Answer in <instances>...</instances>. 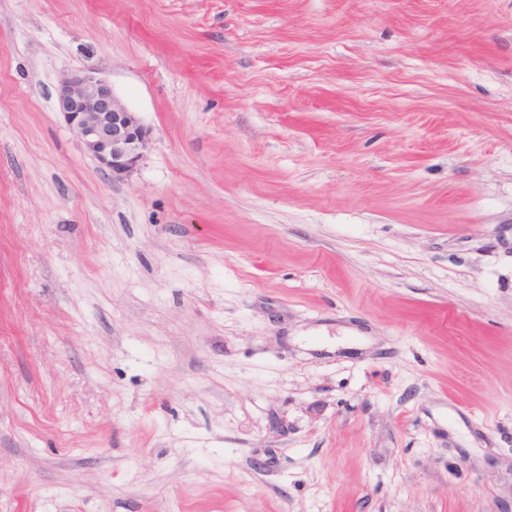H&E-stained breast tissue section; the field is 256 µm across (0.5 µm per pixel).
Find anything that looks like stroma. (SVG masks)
<instances>
[{
	"instance_id": "35a3bbf8",
	"label": "stroma",
	"mask_w": 512,
	"mask_h": 512,
	"mask_svg": "<svg viewBox=\"0 0 512 512\" xmlns=\"http://www.w3.org/2000/svg\"><path fill=\"white\" fill-rule=\"evenodd\" d=\"M0 512H512V0H0ZM94 73H67L56 88L58 107L84 149L121 180L144 158L151 130Z\"/></svg>"
}]
</instances>
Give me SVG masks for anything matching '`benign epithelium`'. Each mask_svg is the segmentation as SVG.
I'll list each match as a JSON object with an SVG mask.
<instances>
[{
	"label": "benign epithelium",
	"instance_id": "1",
	"mask_svg": "<svg viewBox=\"0 0 512 512\" xmlns=\"http://www.w3.org/2000/svg\"><path fill=\"white\" fill-rule=\"evenodd\" d=\"M56 97L70 130L112 178L123 179L144 158L151 130L114 95L107 80L91 70L71 72L59 81Z\"/></svg>",
	"mask_w": 512,
	"mask_h": 512
}]
</instances>
